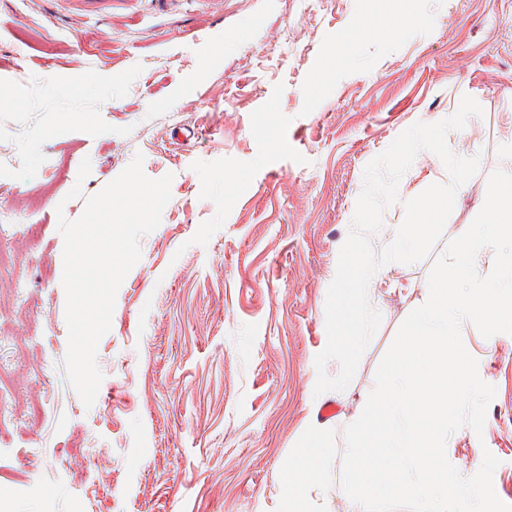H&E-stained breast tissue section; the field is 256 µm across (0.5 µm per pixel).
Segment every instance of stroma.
I'll return each instance as SVG.
<instances>
[{
    "label": "stroma",
    "mask_w": 512,
    "mask_h": 512,
    "mask_svg": "<svg viewBox=\"0 0 512 512\" xmlns=\"http://www.w3.org/2000/svg\"><path fill=\"white\" fill-rule=\"evenodd\" d=\"M414 11L390 41L366 32L365 0H0V249L15 258L0 274V512H288L281 476L315 425L327 463L309 510L348 512L344 430L426 302L436 256L469 228L492 172L512 174V0ZM349 41L351 59L328 67ZM465 95L483 114L447 140L479 156L477 173L429 256L382 267L368 296L382 320L348 386L314 395L366 165ZM139 153L149 178L172 175L171 200L117 292L88 409L64 364L58 219ZM450 182L421 151L373 249L404 201ZM461 334L496 395L483 435L462 427L447 457L470 477L491 452L512 504V335L468 321Z\"/></svg>",
    "instance_id": "obj_1"
}]
</instances>
